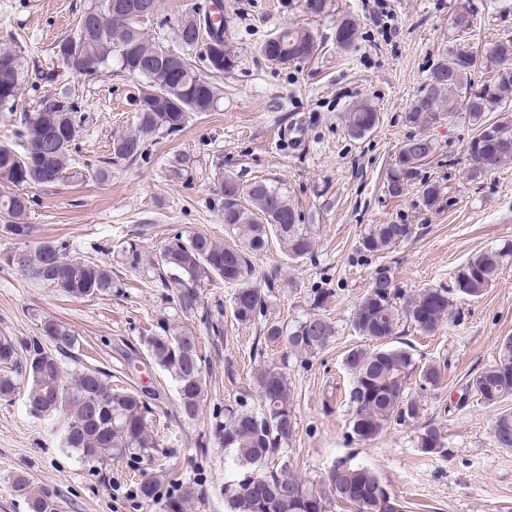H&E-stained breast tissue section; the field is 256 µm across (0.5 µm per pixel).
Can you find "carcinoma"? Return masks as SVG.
Returning a JSON list of instances; mask_svg holds the SVG:
<instances>
[{
    "mask_svg": "<svg viewBox=\"0 0 512 512\" xmlns=\"http://www.w3.org/2000/svg\"><path fill=\"white\" fill-rule=\"evenodd\" d=\"M455 25L463 36L472 30V14L463 4ZM147 28L146 24L116 18L112 0H92L76 32L55 45L58 53L63 44L76 43L80 58L61 64L69 71L81 70L86 78L102 75L115 63L122 73L144 81L135 97L133 131L112 141L114 162L137 158L149 138L183 130L192 115L210 112L218 102V87L200 77L184 55L150 41ZM356 33L354 20L340 19L336 45L342 49L352 46ZM175 37L184 49L203 45V58L214 75L236 67L237 57L224 41L222 19L216 23L210 14L191 11L177 21ZM272 37L263 41L260 52L276 65L308 60L317 50L314 34L303 27L284 26ZM472 56L464 46L448 49L429 83L410 103L405 120L420 124L442 115L452 119L460 111L468 113L478 123V132L467 145V162L471 176L478 177L512 160V121L483 122L484 113L503 108L512 94V38L492 43L478 63ZM478 70L490 72L492 77L476 85L473 76ZM27 77L22 54L1 47L0 111L19 115L15 135L22 149L0 143V223L19 240L31 233V226L26 224L30 198L24 188L49 186L65 177L69 151L79 132L75 106L64 91L42 100L32 112H17ZM379 122L380 113L366 101L354 104L347 113V127L355 137L373 131ZM491 127L499 136L483 134ZM433 151L430 139L408 138L387 173V191L395 197L403 194ZM440 193L437 184H424L423 205L429 209L436 206ZM220 195L224 226L233 242L220 244L204 234L186 239L176 234L160 253L159 279L181 311L190 314L201 306L203 281L223 282L234 289L233 318L247 324L256 320L266 305L264 289L252 282L249 256L264 250L275 237L291 259L300 260L311 253L313 237L310 225L301 223L300 213L277 183L259 179L244 186L225 173L220 175ZM410 234L408 224H374L362 237L361 250L377 255ZM504 256L503 250L485 251L469 259L455 274L454 290L480 296L496 280ZM12 263L76 300L112 290V276L105 268L65 256L64 249L52 241H40L19 252ZM450 294L448 289L426 288L399 308V288L388 271L380 270L357 303L352 325L367 340L380 341L396 334L402 313L418 331L430 334L449 318ZM335 333L334 323L320 312L290 326L279 321L266 324L265 342L284 347L281 365L267 366L253 375L258 403H250L248 394L243 393L224 405L210 422V436L231 453L232 464L252 470L224 488L228 512H331L336 504L351 505L355 512H402L378 475L364 466L339 462L316 484L281 470L263 471L296 430L288 356L313 355L326 347ZM142 341L151 361L174 381L180 413L195 418L207 387L206 358L197 337L162 325ZM77 342L66 326L53 319L41 321L40 336L26 343L0 336V401L22 396L35 416L68 415L63 442L84 460L129 457L153 461L161 453V444L151 429L159 398L150 402L144 393L114 388L98 369L67 373L62 357ZM345 365L352 377L349 426L359 441L376 438L393 420L419 418L420 400L407 390L413 372H418L426 386L437 385L441 378V366H418L412 353L403 348L353 349ZM467 393L487 406L512 395V337L502 341L498 361L469 381ZM492 437L497 447L512 448L511 411L498 413ZM417 447L426 454L441 452L445 448L442 428L432 423L421 426ZM12 488L26 501L29 512H57L54 501L32 492L24 476H17ZM138 492L145 503L154 502L158 496L156 480H143Z\"/></svg>",
    "mask_w": 512,
    "mask_h": 512,
    "instance_id": "obj_1",
    "label": "carcinoma"
}]
</instances>
